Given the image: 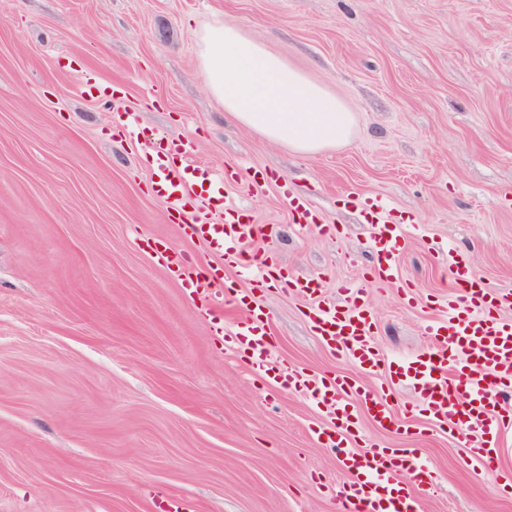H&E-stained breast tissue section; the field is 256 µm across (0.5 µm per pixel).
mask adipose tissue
Segmentation results:
<instances>
[{
	"instance_id": "ef3b65f1",
	"label": "adipose tissue",
	"mask_w": 512,
	"mask_h": 512,
	"mask_svg": "<svg viewBox=\"0 0 512 512\" xmlns=\"http://www.w3.org/2000/svg\"><path fill=\"white\" fill-rule=\"evenodd\" d=\"M198 39L208 89L237 124L301 155L351 142L355 112L237 26L217 21Z\"/></svg>"
}]
</instances>
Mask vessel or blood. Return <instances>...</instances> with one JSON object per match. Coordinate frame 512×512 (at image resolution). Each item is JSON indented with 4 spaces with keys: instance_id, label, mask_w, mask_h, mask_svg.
Here are the masks:
<instances>
[{
    "instance_id": "vessel-or-blood-1",
    "label": "vessel or blood",
    "mask_w": 512,
    "mask_h": 512,
    "mask_svg": "<svg viewBox=\"0 0 512 512\" xmlns=\"http://www.w3.org/2000/svg\"><path fill=\"white\" fill-rule=\"evenodd\" d=\"M143 162L153 172L155 194L165 199L172 211H181L196 187L207 188L218 197L223 194L222 178L193 161L183 144L149 152ZM361 207L365 221L376 227L370 240L376 261L365 280L338 284V291L349 297L345 305L317 301L316 279L289 276L273 261L255 264L248 247L257 227L244 221L235 207L225 206L223 223L200 225L197 233L212 253L233 267L253 272L256 282L274 278L281 287L311 298L306 316L330 351L350 358L363 370L377 372L384 358L374 339L367 286L396 284L401 292H408L397 264L405 227L392 223L380 202L366 200ZM160 258L210 311L227 350L244 352L256 372L275 370L271 328L255 298L226 290L220 274L199 272L182 253L164 252ZM440 262L452 269L454 281L447 300L439 304L441 318L428 328L432 344L427 353L399 366L397 373L413 386L422 411L436 426L464 434L470 459L489 474L497 469L491 450L499 446L502 432L512 428V412L503 406L504 397H512V320L500 315L503 307L512 305V292L490 290L470 276L468 258L454 250L441 252ZM228 302L239 308L242 316L227 325L222 315ZM288 384L306 391L327 421L318 439L335 449L338 465L347 475L339 492L344 512H423L418 490L430 484L432 475L417 449H358L349 443L359 432L353 413L357 405L365 407L375 427H400L401 416L384 388L344 377L311 375L297 367L289 370Z\"/></svg>"
}]
</instances>
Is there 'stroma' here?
<instances>
[{
  "instance_id": "1",
  "label": "stroma",
  "mask_w": 512,
  "mask_h": 512,
  "mask_svg": "<svg viewBox=\"0 0 512 512\" xmlns=\"http://www.w3.org/2000/svg\"><path fill=\"white\" fill-rule=\"evenodd\" d=\"M216 20L340 96L351 143L301 156L228 119L198 64ZM119 110L227 173V203L258 227L255 262L319 279L323 301L372 265L374 228L348 195L416 225L397 256L413 299L367 293L397 363L430 347L427 302L453 281L439 248L512 290V0H0V512H153L169 496L185 512H338L319 409L225 350L160 264V249L219 259L152 192L149 147L114 131ZM292 195L320 227L292 223ZM260 299L281 368L387 383L402 429L363 411L361 429L429 461L424 512H512V431L481 473L395 374L330 352L303 298Z\"/></svg>"
}]
</instances>
